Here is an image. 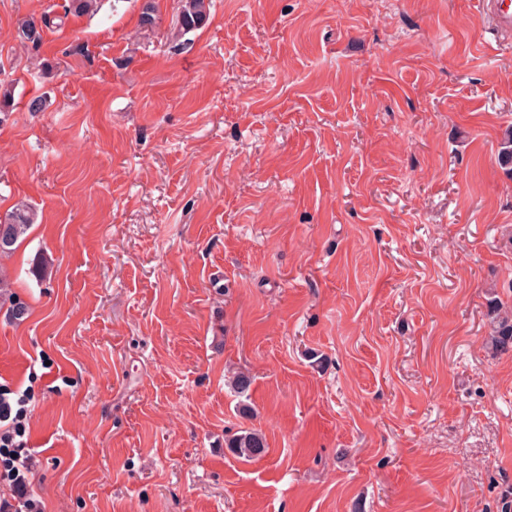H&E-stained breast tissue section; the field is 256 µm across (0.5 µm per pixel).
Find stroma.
Returning <instances> with one entry per match:
<instances>
[{
    "label": "stroma",
    "mask_w": 512,
    "mask_h": 512,
    "mask_svg": "<svg viewBox=\"0 0 512 512\" xmlns=\"http://www.w3.org/2000/svg\"><path fill=\"white\" fill-rule=\"evenodd\" d=\"M68 4L0 0V214L37 213L0 382L48 512H503L512 40L475 0H212L179 38L178 0ZM54 24L53 20L49 15H44L40 23L35 21L26 22L22 24L17 31V37L22 43H31L33 46H37L42 39L43 27L49 28ZM489 344L495 350L512 348V311L507 308L493 322ZM240 432L232 435L227 440V447L232 448L238 457L250 460L265 454L266 443L262 434L253 430Z\"/></svg>",
    "instance_id": "1"
}]
</instances>
